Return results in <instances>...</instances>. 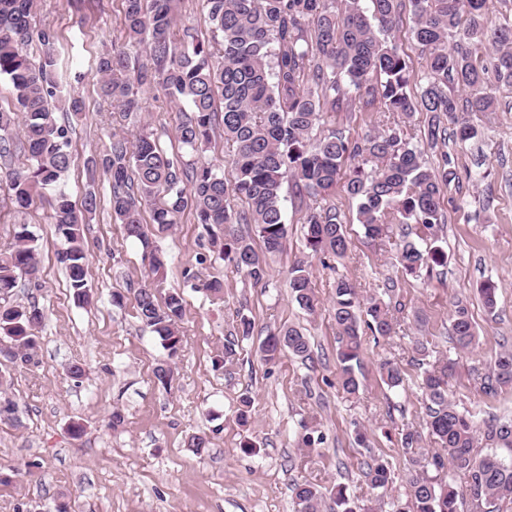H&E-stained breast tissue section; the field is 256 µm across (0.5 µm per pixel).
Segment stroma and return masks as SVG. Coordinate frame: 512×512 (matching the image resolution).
I'll return each instance as SVG.
<instances>
[{"mask_svg":"<svg viewBox=\"0 0 512 512\" xmlns=\"http://www.w3.org/2000/svg\"><path fill=\"white\" fill-rule=\"evenodd\" d=\"M37 26L54 29L60 62L68 80L63 92L83 101L72 118L71 150L76 165L65 181L73 202L94 187L101 205L85 231L92 302L75 304L57 258L63 246L51 222L47 198L17 209L0 187V247L13 242L19 225L37 237L41 259L39 284L19 278L11 303L39 306L45 319L36 332L37 364L0 360V395L15 404L13 420H0V468L10 471L0 484V512H52L66 500L70 512H294L292 487L309 481L323 489L344 484L351 507L372 503L360 464L370 456L391 463L393 483L378 512L407 496L406 429H422L424 409L419 388L415 341L427 337L431 359H456L450 381L458 407L485 418H512V390L488 398L479 391V370L487 368L500 343H512V92L499 94L494 111L471 113L477 141L458 147L440 144L428 150L430 163L450 155L460 180L446 190L444 237L448 263L432 273L403 274L396 261L397 238L367 239L355 220L356 204L343 188L329 197L345 212L351 239L347 257L325 266L307 256L303 213L291 186H284L288 236L282 253L270 261L269 281L253 285L227 268L210 245V234L190 213L155 241L168 257L163 287L182 293L184 347L174 364L171 386L158 383L153 371L167 353L158 337L137 315L134 288L149 284L139 243L125 239L110 207V178L87 179L84 165L109 148L113 135L134 138L141 128L153 131L168 157L189 161L175 134L179 114L156 88L141 95L143 109L122 116L98 90L96 58L125 44L122 0H36ZM307 259L320 299L307 314L292 299L288 270ZM344 274L361 297L378 295L394 280L405 303L394 336L374 339L364 333L357 397L339 383L332 293L337 274ZM224 283L223 301L211 302L203 281ZM496 283L497 304L487 309L478 288ZM124 294L122 306L113 293ZM467 301L479 333L468 354L450 339L455 299ZM255 323L252 336L240 341L232 372L217 366L239 315ZM294 326L311 342L312 357L292 356L269 364L258 345L267 330ZM396 362L402 387L381 382V360ZM82 378L68 375L72 365ZM253 402L249 426H239L241 396ZM123 426L112 428L113 412ZM82 423L81 438L68 433ZM364 429L367 447L355 441ZM207 433L208 455H194L189 436Z\"/></svg>","mask_w":512,"mask_h":512,"instance_id":"35a3bbf8","label":"stroma"}]
</instances>
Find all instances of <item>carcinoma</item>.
<instances>
[{
    "label": "carcinoma",
    "mask_w": 512,
    "mask_h": 512,
    "mask_svg": "<svg viewBox=\"0 0 512 512\" xmlns=\"http://www.w3.org/2000/svg\"><path fill=\"white\" fill-rule=\"evenodd\" d=\"M127 45L145 53L147 64L135 79L126 77L129 53L114 47L96 60L100 90L125 112L141 110L143 88L159 87L188 111L176 127L182 147L194 153L218 132L231 145L232 179L215 164L191 163L167 157L153 133L143 129L134 141H112L100 158L87 166L102 168L112 181L111 206L125 237L138 241L153 280L163 282L167 255L155 245L154 231H167L185 209L208 230L218 229L224 265L253 284H265L269 258L282 250L288 228L282 201L284 181L293 179L300 199L328 195L344 181L356 202V219L366 238L382 241L398 234L397 263L402 273L416 275L447 262L437 245L446 218L441 207L444 189L458 179L451 160L431 167L424 150L396 122L384 116H411L415 106L428 113L424 138L433 148L452 138L463 145L479 136L467 112H491L496 91L512 88V22L493 19L494 0H203L211 39L199 38L194 27H178L179 0H123ZM410 6L413 37L424 54L423 83L413 94V70L408 56L390 40ZM34 0H0V76L12 84L15 111L0 110V157L13 151L12 132L21 124L28 154L26 169L7 177L8 195L26 208L32 196L50 190L53 224L65 242L58 253L75 302L90 301L85 225L97 211L95 192L85 193L76 206L61 188L73 165L69 126L58 122L49 108L62 80L57 35L36 28ZM37 38L43 58L33 63L24 46ZM377 112L381 129L359 140L331 128L313 134L327 116L344 112L352 101ZM169 195L158 205L159 191ZM245 207L234 209L230 196ZM151 206L150 219L143 216ZM254 226L263 243L235 229ZM305 245L314 256L342 257L348 250L346 217L334 205H307L302 216ZM416 225L434 245L422 248L407 227ZM40 259L29 225H19L15 242L0 250V333L10 340L6 355L28 362L36 348L35 330L44 313L37 305L12 304L9 294L18 278H37ZM291 296L312 314L318 299L304 260L289 271ZM137 314L154 332L169 358L183 349L180 323L184 298L179 292L158 297L156 289H135ZM402 303L380 297L360 298L355 285L336 275L333 317L339 380L351 397L359 392L355 366L360 364L363 330L382 338L395 330V313ZM452 340L460 352L471 351L479 336L466 302L452 304ZM267 362L286 354L310 359V342L294 327L267 333L259 344ZM455 366L445 362L421 372L425 428L441 450L419 447L420 435L409 429L402 438L408 455V499L394 503V512H503L512 504V461L477 450L478 434L512 453V419L477 421L449 399ZM379 376L390 389L404 381L401 368L379 364ZM480 392L494 398L512 389V345H502L487 370L479 375ZM187 448L202 457L210 439L192 435ZM466 478L459 489L445 471ZM392 466L382 456L363 462L362 476L373 490L392 483ZM296 512H320L324 493L304 482L293 487Z\"/></svg>",
    "instance_id": "cac0c4a2"
}]
</instances>
